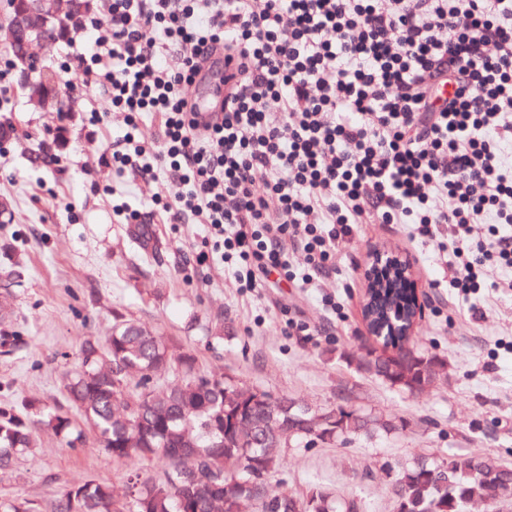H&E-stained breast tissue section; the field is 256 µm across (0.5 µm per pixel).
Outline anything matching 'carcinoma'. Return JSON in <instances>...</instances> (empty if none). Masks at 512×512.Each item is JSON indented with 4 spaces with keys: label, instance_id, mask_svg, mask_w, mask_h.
Returning a JSON list of instances; mask_svg holds the SVG:
<instances>
[{
    "label": "carcinoma",
    "instance_id": "cac0c4a2",
    "mask_svg": "<svg viewBox=\"0 0 512 512\" xmlns=\"http://www.w3.org/2000/svg\"><path fill=\"white\" fill-rule=\"evenodd\" d=\"M33 78L47 93H57L58 111L66 105L59 75L40 59L31 64ZM383 351L366 350L357 368L410 392H423L447 376L444 360L414 347L405 336H382ZM80 369L67 378L68 408H41L0 402V470L35 441L31 417L70 444L84 434L77 414L94 433L99 447L129 469L134 495L116 496L106 483L87 479L67 488L55 512H242L245 503L258 512H359L358 502L317 487L304 499L290 493L270 496L267 481L280 457L262 448L259 437L276 432L279 443L334 444L350 438L388 433L396 422L358 408L319 407L305 414L299 400L279 399L218 374L194 372V359L175 356L162 339L141 323L120 318L102 339L88 338L79 351ZM121 372L117 378L114 371ZM182 372L181 382L158 390L150 382ZM161 471L144 476L148 463ZM444 467L453 486L433 476ZM512 471L490 456L453 454L442 461L418 458L392 477L394 508L401 512H469L502 487ZM0 512H39L27 499L0 502Z\"/></svg>",
    "mask_w": 512,
    "mask_h": 512
}]
</instances>
